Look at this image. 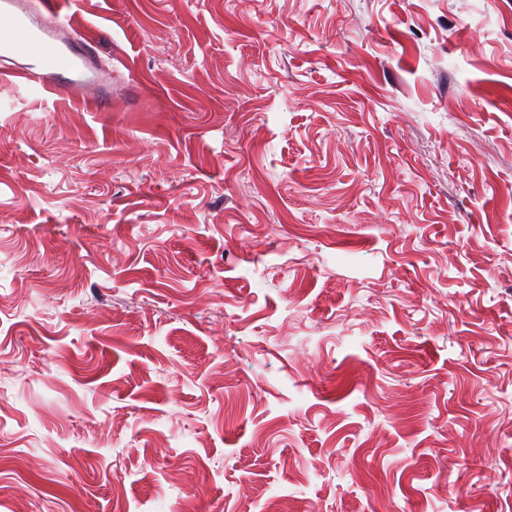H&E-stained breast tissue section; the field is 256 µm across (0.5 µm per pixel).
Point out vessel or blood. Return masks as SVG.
I'll list each match as a JSON object with an SVG mask.
<instances>
[{
  "label": "vessel or blood",
  "mask_w": 512,
  "mask_h": 512,
  "mask_svg": "<svg viewBox=\"0 0 512 512\" xmlns=\"http://www.w3.org/2000/svg\"><path fill=\"white\" fill-rule=\"evenodd\" d=\"M78 0H0L1 80H16L35 91L88 93V106L108 110L111 92L91 67V42H75L73 17Z\"/></svg>",
  "instance_id": "obj_1"
}]
</instances>
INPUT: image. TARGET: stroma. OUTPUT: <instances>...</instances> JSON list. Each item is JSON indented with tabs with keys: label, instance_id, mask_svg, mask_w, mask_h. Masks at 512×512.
I'll list each match as a JSON object with an SVG mask.
<instances>
[{
	"label": "stroma",
	"instance_id": "stroma-1",
	"mask_svg": "<svg viewBox=\"0 0 512 512\" xmlns=\"http://www.w3.org/2000/svg\"><path fill=\"white\" fill-rule=\"evenodd\" d=\"M109 111L0 80V512H512V0H80Z\"/></svg>",
	"mask_w": 512,
	"mask_h": 512
}]
</instances>
